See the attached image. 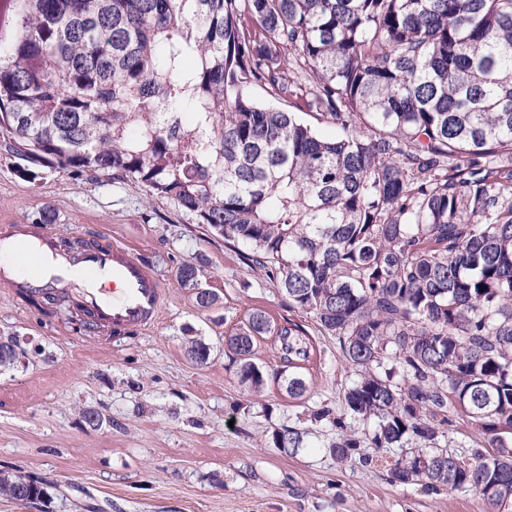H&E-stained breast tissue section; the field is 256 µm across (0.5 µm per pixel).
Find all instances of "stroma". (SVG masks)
Instances as JSON below:
<instances>
[{"label":"stroma","instance_id":"obj_1","mask_svg":"<svg viewBox=\"0 0 512 512\" xmlns=\"http://www.w3.org/2000/svg\"><path fill=\"white\" fill-rule=\"evenodd\" d=\"M39 223L59 239L126 247L153 269L163 299L154 324L109 337L74 333L0 284V334L26 349L0 365V469L46 481L41 500L0 498V512H485L472 490L395 485L375 463H336L334 418L355 379L339 340L174 201L106 175L32 181L0 148V226ZM199 262L201 288L218 297L208 309L178 280ZM256 310L305 331L302 398L241 383L224 339ZM191 338L209 347L206 362L187 354ZM325 407L331 417L314 419ZM88 409L99 425L84 420ZM288 426L306 435L294 456L272 442Z\"/></svg>","mask_w":512,"mask_h":512}]
</instances>
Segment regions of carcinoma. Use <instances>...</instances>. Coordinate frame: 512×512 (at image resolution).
<instances>
[{
    "label": "carcinoma",
    "instance_id": "carcinoma-1",
    "mask_svg": "<svg viewBox=\"0 0 512 512\" xmlns=\"http://www.w3.org/2000/svg\"><path fill=\"white\" fill-rule=\"evenodd\" d=\"M18 2L0 55L16 173L116 175L176 201L339 339L358 380L336 427L372 420L375 447H415L391 483L512 505V0ZM273 330L268 374L252 356ZM236 335L251 391L307 392L299 324L256 310ZM441 412L493 452L439 451ZM273 444L293 454L302 432ZM359 448L344 432L328 451L371 462ZM281 356V342L276 331L257 338L252 360L261 369L272 371L277 368L281 365Z\"/></svg>",
    "mask_w": 512,
    "mask_h": 512
}]
</instances>
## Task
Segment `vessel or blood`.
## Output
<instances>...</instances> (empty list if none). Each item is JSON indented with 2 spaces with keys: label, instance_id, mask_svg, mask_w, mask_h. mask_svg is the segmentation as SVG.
I'll return each mask as SVG.
<instances>
[{
  "label": "vessel or blood",
  "instance_id": "b4317fda",
  "mask_svg": "<svg viewBox=\"0 0 512 512\" xmlns=\"http://www.w3.org/2000/svg\"><path fill=\"white\" fill-rule=\"evenodd\" d=\"M21 245L53 260L48 274H41L36 267L30 269L21 282L23 288L33 291L46 282L81 285L85 302L117 332L156 321L163 295L160 282L150 267L127 248L108 245L77 257L59 251L52 236L40 226L19 224L13 230L0 232V282L13 280L17 248ZM100 279L111 280V297L91 291V283Z\"/></svg>",
  "mask_w": 512,
  "mask_h": 512
}]
</instances>
